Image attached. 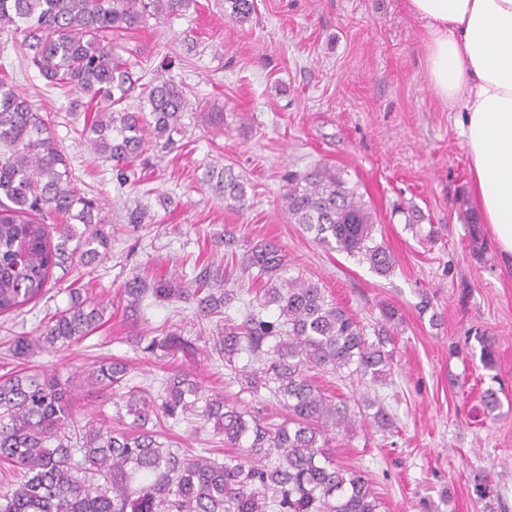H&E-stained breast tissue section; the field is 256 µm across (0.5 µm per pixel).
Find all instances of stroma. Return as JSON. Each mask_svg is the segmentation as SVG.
Wrapping results in <instances>:
<instances>
[{"label": "stroma", "mask_w": 512, "mask_h": 512, "mask_svg": "<svg viewBox=\"0 0 512 512\" xmlns=\"http://www.w3.org/2000/svg\"><path fill=\"white\" fill-rule=\"evenodd\" d=\"M423 34L408 0H255L252 17L239 24L225 22L224 0H191L179 14L148 20L124 43L146 71L190 87L192 100L223 106L224 124L186 114L185 136L150 145L122 185L112 161L83 141L68 90L47 86L18 39L0 32V65L49 118L82 189L99 196L117 229L108 259L95 269L74 266L41 301L0 314V376L23 369L56 375L73 385L78 424L113 428L111 400L84 379L101 361L119 358L137 383L155 389L168 373L185 371L209 392L281 423L285 410L242 390L225 368L210 341L215 321L179 303L151 308L136 323L118 302L126 278L144 268L158 278L231 268L225 232L233 233L235 251L273 240L290 276L317 284L366 330L383 325L391 335L386 381L370 386L329 370L315 374L352 412L348 427L331 432L329 451L371 480L379 512H512V267L482 222L457 115L428 83ZM324 164L357 186L375 242L396 257L389 276L318 244L290 219L289 181ZM224 166L246 184L244 209L229 206L209 177ZM141 204L151 221L129 223ZM74 286L107 303L109 321L72 345L12 356L14 337L36 335ZM386 304L397 310L388 324ZM161 329L181 334L188 347L159 356L130 341ZM479 333L494 343L495 369L480 361ZM489 388L499 406L487 415L481 396ZM365 394L393 416L390 432L360 414ZM168 434L182 448H225L212 425L192 419Z\"/></svg>", "instance_id": "35a3bbf8"}]
</instances>
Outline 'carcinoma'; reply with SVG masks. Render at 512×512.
Listing matches in <instances>:
<instances>
[{"instance_id": "cac0c4a2", "label": "carcinoma", "mask_w": 512, "mask_h": 512, "mask_svg": "<svg viewBox=\"0 0 512 512\" xmlns=\"http://www.w3.org/2000/svg\"><path fill=\"white\" fill-rule=\"evenodd\" d=\"M188 0H0V32L23 35L21 48L50 86L75 94L83 110L82 135L94 154L127 169L149 139L169 145L185 132L186 87L159 74H137L138 61L117 52V39L152 17L175 14ZM254 0H224V19L242 23ZM135 98L136 109L127 102ZM224 199L246 206L245 183L233 168L217 173ZM290 219L330 248L359 255L380 276L396 260L373 243V222L357 190L324 166L293 180L284 196ZM83 225L78 230L77 225ZM101 200L78 186L50 122L0 71V313L16 312L50 291L54 271L89 267L110 253L112 228ZM242 272L263 281L255 300L242 303L241 321L225 320L215 349L242 389L265 390L287 411L280 424L207 393L190 374L166 376L157 392L136 383L128 364L114 358L90 372L88 385L110 392L118 429L73 426L72 389L44 372L0 377V512H378L379 496L359 472L345 469L325 448L329 432L350 421L349 407L328 399L313 370L348 371L371 384L391 374L387 330L369 340L364 327L329 302L321 288L284 277L287 261L272 240L243 254ZM210 270L189 280L147 279L134 274L121 298L133 313L156 302H188L203 317L220 316L236 288H208ZM67 307L50 314L39 336L15 337L13 354L55 349L89 336L104 324L107 307L73 291ZM484 367L496 365L494 344L479 336ZM135 343L145 352L170 350L187 341L170 332ZM247 362L238 365L241 355ZM382 429L393 419L380 401L362 399ZM190 416L224 436V457L180 448L162 425Z\"/></svg>"}]
</instances>
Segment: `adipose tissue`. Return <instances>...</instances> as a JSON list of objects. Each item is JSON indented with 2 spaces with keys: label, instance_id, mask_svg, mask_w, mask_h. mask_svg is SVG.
Segmentation results:
<instances>
[{
  "label": "adipose tissue",
  "instance_id": "ef3b65f1",
  "mask_svg": "<svg viewBox=\"0 0 512 512\" xmlns=\"http://www.w3.org/2000/svg\"><path fill=\"white\" fill-rule=\"evenodd\" d=\"M428 82L458 112L485 224L512 263V0H408Z\"/></svg>",
  "mask_w": 512,
  "mask_h": 512
}]
</instances>
